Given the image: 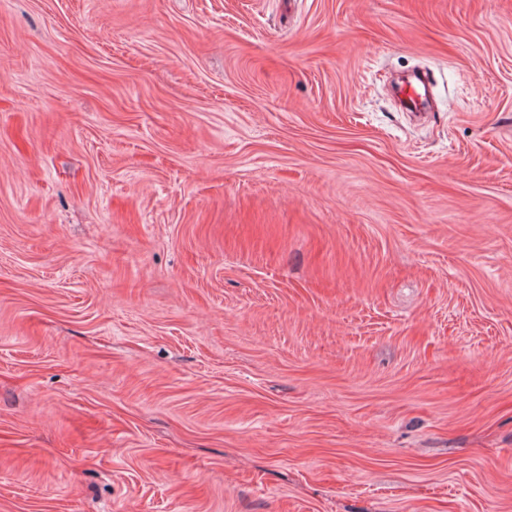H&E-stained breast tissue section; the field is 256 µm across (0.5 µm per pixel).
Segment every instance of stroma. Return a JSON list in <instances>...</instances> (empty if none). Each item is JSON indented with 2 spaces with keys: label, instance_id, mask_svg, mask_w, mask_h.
<instances>
[{
  "label": "stroma",
  "instance_id": "35a3bbf8",
  "mask_svg": "<svg viewBox=\"0 0 512 512\" xmlns=\"http://www.w3.org/2000/svg\"><path fill=\"white\" fill-rule=\"evenodd\" d=\"M0 512H512V0H0ZM428 82L412 75L405 78L397 87V96L401 105L411 112H424L430 108Z\"/></svg>",
  "mask_w": 512,
  "mask_h": 512
}]
</instances>
